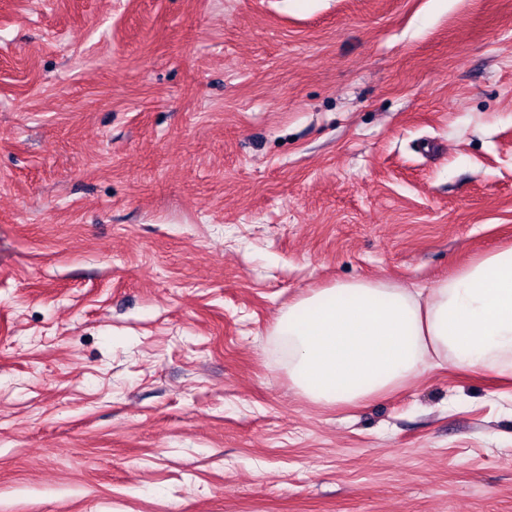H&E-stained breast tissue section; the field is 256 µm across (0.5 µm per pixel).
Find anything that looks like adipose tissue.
<instances>
[{
	"instance_id": "obj_1",
	"label": "adipose tissue",
	"mask_w": 512,
	"mask_h": 512,
	"mask_svg": "<svg viewBox=\"0 0 512 512\" xmlns=\"http://www.w3.org/2000/svg\"><path fill=\"white\" fill-rule=\"evenodd\" d=\"M271 336L287 345L290 387L322 407H356L432 368L512 376V246L433 288L351 280L306 291Z\"/></svg>"
}]
</instances>
